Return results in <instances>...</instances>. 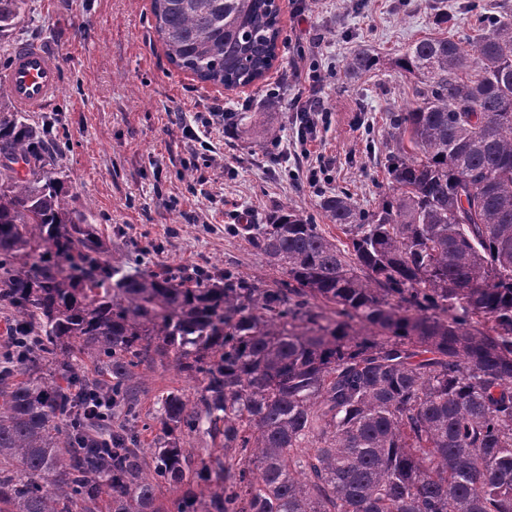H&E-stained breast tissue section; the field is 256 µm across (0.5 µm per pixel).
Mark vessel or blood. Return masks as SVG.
I'll list each match as a JSON object with an SVG mask.
<instances>
[{"label":"vessel or blood","instance_id":"b4317fda","mask_svg":"<svg viewBox=\"0 0 512 512\" xmlns=\"http://www.w3.org/2000/svg\"><path fill=\"white\" fill-rule=\"evenodd\" d=\"M4 79L16 106L36 112L59 88L58 62L40 44H24L16 49Z\"/></svg>","mask_w":512,"mask_h":512}]
</instances>
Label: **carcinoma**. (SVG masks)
Segmentation results:
<instances>
[{
  "label": "carcinoma",
  "instance_id": "1",
  "mask_svg": "<svg viewBox=\"0 0 512 512\" xmlns=\"http://www.w3.org/2000/svg\"><path fill=\"white\" fill-rule=\"evenodd\" d=\"M27 0H0V44ZM169 62L202 82L277 59L271 0H152ZM391 194L281 205L255 237L284 276H139L0 82V306L33 349L0 358V512H512V18L408 46ZM376 66L368 50L349 71ZM200 382L142 417L145 371ZM218 453L195 459L197 442Z\"/></svg>",
  "mask_w": 512,
  "mask_h": 512
}]
</instances>
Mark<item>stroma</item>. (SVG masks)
<instances>
[{
  "instance_id": "obj_1",
  "label": "stroma",
  "mask_w": 512,
  "mask_h": 512,
  "mask_svg": "<svg viewBox=\"0 0 512 512\" xmlns=\"http://www.w3.org/2000/svg\"><path fill=\"white\" fill-rule=\"evenodd\" d=\"M151 9L152 0H28L0 48V76L16 46L38 42L55 53L57 97L27 119L56 136L76 208L126 272L229 269L274 288L280 273L251 243L257 225L290 203L335 237L319 207L324 194L349 192L365 209L381 203L390 117L416 87L398 59L415 41L444 33L472 48L480 24L512 12V0H367L360 11L353 0H282L277 61L258 82L231 90L168 61ZM362 48L377 64L350 73L346 61ZM313 84L327 111L303 146L287 103ZM269 98L281 106L267 113ZM219 105L278 127L285 150L255 147L246 134L183 138L182 126L200 129L201 116Z\"/></svg>"
}]
</instances>
